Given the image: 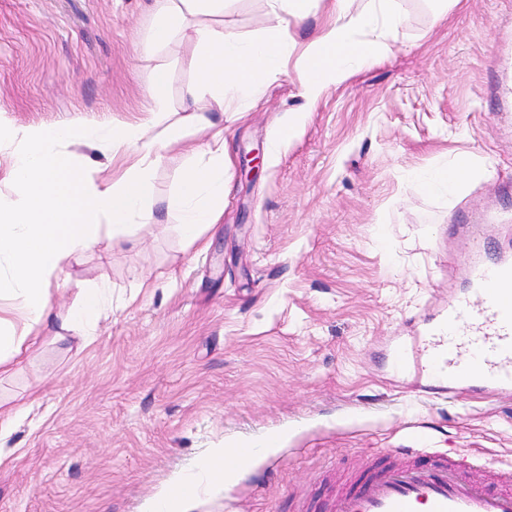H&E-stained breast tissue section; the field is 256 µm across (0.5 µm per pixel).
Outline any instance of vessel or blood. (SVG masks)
<instances>
[{
  "label": "vessel or blood",
  "mask_w": 512,
  "mask_h": 512,
  "mask_svg": "<svg viewBox=\"0 0 512 512\" xmlns=\"http://www.w3.org/2000/svg\"><path fill=\"white\" fill-rule=\"evenodd\" d=\"M469 286L451 297L427 329L428 377L434 390L512 391V252L480 240ZM336 512H512V487L464 481L447 455L393 464L343 490Z\"/></svg>",
  "instance_id": "1"
}]
</instances>
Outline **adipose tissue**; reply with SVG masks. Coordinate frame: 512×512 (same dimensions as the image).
<instances>
[{"label":"adipose tissue","mask_w":512,"mask_h":512,"mask_svg":"<svg viewBox=\"0 0 512 512\" xmlns=\"http://www.w3.org/2000/svg\"><path fill=\"white\" fill-rule=\"evenodd\" d=\"M352 2L329 0L334 22L303 53L301 95L307 102H316L327 86L377 62L382 36L403 26L400 0H366L357 10ZM267 3L262 34L245 38L226 30L221 21L227 0H155L147 46L157 48L174 34L188 33L196 50L188 61L194 78L185 88L186 97L238 118L248 101L260 96L268 78L285 73L286 54L296 44L295 27L307 16L311 0ZM357 30L366 31L367 39L354 40ZM167 90L168 74L157 69L149 87L151 116L139 124L14 129L0 120V144L15 148L5 175L15 199L0 205V261L10 271L0 287L9 299L8 305H0V376L13 372L56 327L77 333L84 344L94 342L103 314L112 307L109 282L82 288L77 305L62 319L50 302L51 285L71 256L94 242L100 222L119 234L131 224L151 221L153 172L191 126L206 130L207 141L192 149L194 162L183 169L167 200V213L177 219L191 245L219 219L224 175L231 168L224 127L201 113L170 121L164 110ZM81 144L97 145L121 159L122 173L103 179L90 166L76 171L73 148ZM242 461L240 449H217L197 476L176 484L174 493L193 495L199 484L223 479Z\"/></svg>","instance_id":"ef3b65f1"}]
</instances>
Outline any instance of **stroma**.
Instances as JSON below:
<instances>
[{
  "label": "stroma",
  "mask_w": 512,
  "mask_h": 512,
  "mask_svg": "<svg viewBox=\"0 0 512 512\" xmlns=\"http://www.w3.org/2000/svg\"><path fill=\"white\" fill-rule=\"evenodd\" d=\"M404 24L383 57L300 95V55L327 24L325 4L296 30L285 74L226 133L224 212L206 250L166 219L187 160L174 145L153 174L152 224L100 229L67 264L51 300L66 312L108 280L112 312L96 341L45 340L0 402L34 400L8 439L0 512H145L216 448L273 445L174 512H335L338 489L370 464L403 463L429 435L476 461L469 479L512 470V399L421 391L418 341L467 286L473 241L512 246V0H401ZM152 0H0V118L17 126L121 125L146 117L154 70L165 109L183 112L194 45L142 46ZM266 0H234L224 26L257 36ZM292 136L273 151L276 128ZM259 151L248 182L243 159ZM489 172L455 192L425 174L455 155ZM408 369L388 368L390 339Z\"/></svg>",
  "instance_id": "35a3bbf8"
}]
</instances>
